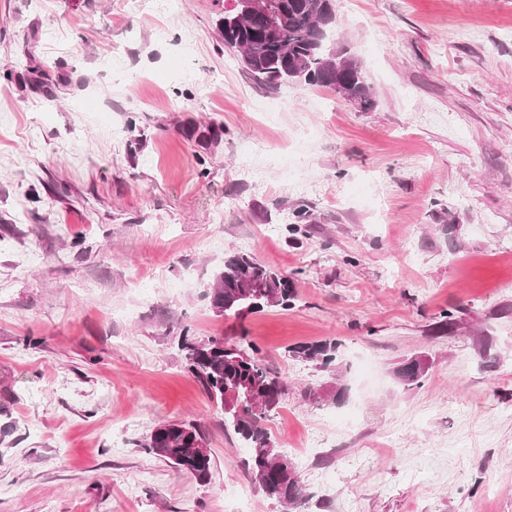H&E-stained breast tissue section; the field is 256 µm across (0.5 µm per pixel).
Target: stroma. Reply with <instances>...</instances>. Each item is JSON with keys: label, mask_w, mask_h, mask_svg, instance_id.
<instances>
[{"label": "stroma", "mask_w": 512, "mask_h": 512, "mask_svg": "<svg viewBox=\"0 0 512 512\" xmlns=\"http://www.w3.org/2000/svg\"><path fill=\"white\" fill-rule=\"evenodd\" d=\"M224 2L0 0V512H235L244 486L284 512L186 327L286 383L262 425L300 512H512V0H335L369 112L255 82ZM237 253L293 273L294 307L217 315ZM329 339L334 368L292 353ZM162 422L199 427L207 482L143 448ZM426 370L425 362L423 364L419 358L411 357L397 368L396 378L403 386L421 387L426 377Z\"/></svg>", "instance_id": "35a3bbf8"}]
</instances>
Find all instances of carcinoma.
<instances>
[{"mask_svg": "<svg viewBox=\"0 0 512 512\" xmlns=\"http://www.w3.org/2000/svg\"><path fill=\"white\" fill-rule=\"evenodd\" d=\"M265 7L248 13L243 24L224 28V47L238 53L245 71L268 86L288 83L344 89L343 98H354L363 112L376 104L372 87L361 63L336 52L331 35L321 45L314 41L318 27L332 31L336 22L334 0H264ZM218 315L244 318L268 307L284 310L295 305L292 277L271 270L254 257L236 254L224 261L209 291ZM214 337L195 340L183 330L179 349L190 373L203 385L210 399L224 412L230 427L249 448L248 467L262 493L285 509L305 500L301 478L287 453L278 448L262 427L261 420L276 409L286 388L261 359L229 342L211 349ZM338 344L315 342L298 345L295 356L321 368L336 361ZM427 367L411 357L396 370L407 387L424 383ZM201 433L192 424L164 423L150 434L144 447L163 457L174 468L204 483L211 471V455L197 456Z\"/></svg>", "mask_w": 512, "mask_h": 512, "instance_id": "carcinoma-1", "label": "carcinoma"}]
</instances>
